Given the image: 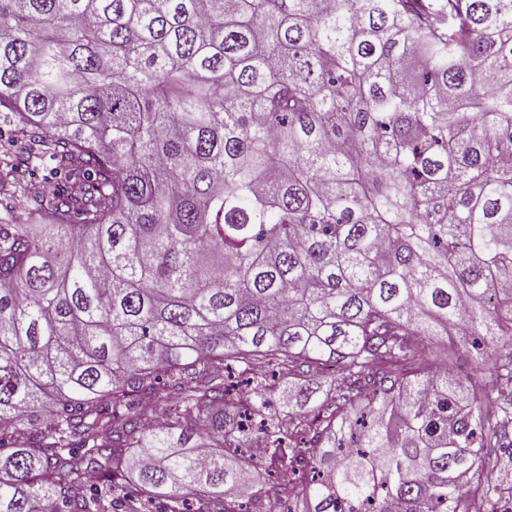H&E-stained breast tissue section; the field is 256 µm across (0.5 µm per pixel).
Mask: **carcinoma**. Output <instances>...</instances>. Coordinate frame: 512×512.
<instances>
[{"label": "carcinoma", "mask_w": 512, "mask_h": 512, "mask_svg": "<svg viewBox=\"0 0 512 512\" xmlns=\"http://www.w3.org/2000/svg\"><path fill=\"white\" fill-rule=\"evenodd\" d=\"M0 112V512H494L512 0H0ZM454 343L455 354L452 356V367L456 373L467 376V379L472 381L475 388H480L484 376L473 370L471 362V342L472 338H468L463 342V338L456 337Z\"/></svg>", "instance_id": "obj_1"}]
</instances>
